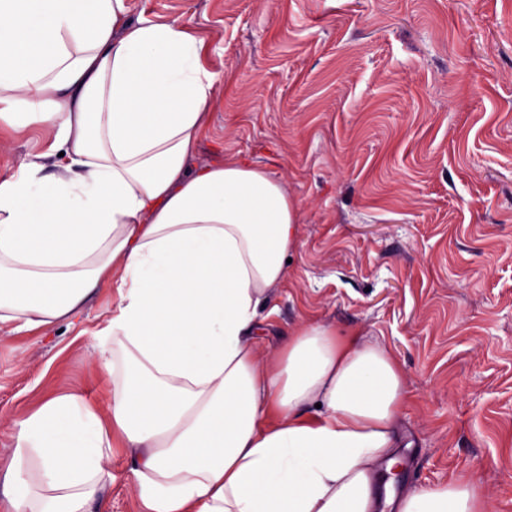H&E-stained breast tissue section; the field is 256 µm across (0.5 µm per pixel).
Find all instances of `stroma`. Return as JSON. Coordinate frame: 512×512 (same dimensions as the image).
Returning <instances> with one entry per match:
<instances>
[{
    "mask_svg": "<svg viewBox=\"0 0 512 512\" xmlns=\"http://www.w3.org/2000/svg\"><path fill=\"white\" fill-rule=\"evenodd\" d=\"M129 4L202 44L217 100L197 159H241L301 204L261 355L304 322L386 348L410 393L398 493L463 474L512 512V0ZM51 140L27 116L0 122V170ZM114 295L71 324L0 325V472L15 421L49 397L106 406L96 333ZM106 469L90 512H139L130 454Z\"/></svg>",
    "mask_w": 512,
    "mask_h": 512,
    "instance_id": "35a3bbf8",
    "label": "stroma"
}]
</instances>
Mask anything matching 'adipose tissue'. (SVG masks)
<instances>
[{"instance_id": "obj_1", "label": "adipose tissue", "mask_w": 512, "mask_h": 512, "mask_svg": "<svg viewBox=\"0 0 512 512\" xmlns=\"http://www.w3.org/2000/svg\"><path fill=\"white\" fill-rule=\"evenodd\" d=\"M178 18L128 0H0V121L53 142L0 174V324L71 321L111 281L106 408L48 398L18 421L12 512H88L113 449L146 512H491L466 476L391 497L408 400L385 348L304 323L261 360L260 307L288 276L300 206L238 162L193 164L215 101Z\"/></svg>"}]
</instances>
